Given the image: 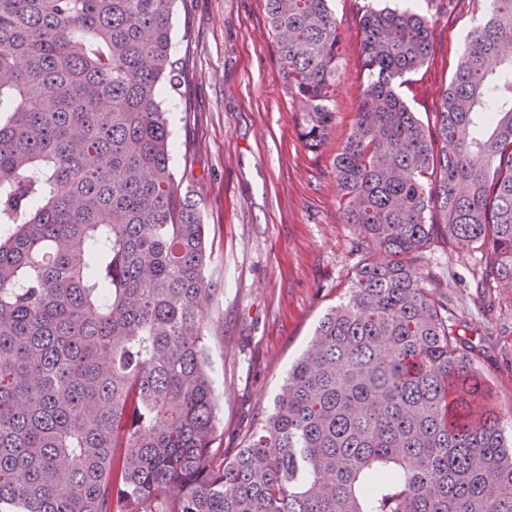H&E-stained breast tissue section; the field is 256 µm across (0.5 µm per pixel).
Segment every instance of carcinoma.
Returning a JSON list of instances; mask_svg holds the SVG:
<instances>
[{"label":"carcinoma","instance_id":"1","mask_svg":"<svg viewBox=\"0 0 512 512\" xmlns=\"http://www.w3.org/2000/svg\"><path fill=\"white\" fill-rule=\"evenodd\" d=\"M301 136L344 68L328 0H264ZM176 0H0V512H512V437L421 262L476 251L512 288V0H489L433 124L398 89L431 20L365 6L336 153L373 252L264 421L218 445L206 340L222 289L171 166Z\"/></svg>","mask_w":512,"mask_h":512}]
</instances>
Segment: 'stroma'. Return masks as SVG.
<instances>
[{"label": "stroma", "instance_id": "1", "mask_svg": "<svg viewBox=\"0 0 512 512\" xmlns=\"http://www.w3.org/2000/svg\"><path fill=\"white\" fill-rule=\"evenodd\" d=\"M415 9L432 18L433 54L401 95L426 123L480 22L486 0H329L345 65L335 119L317 151L301 138L302 103L288 85L264 0H188L173 18L178 92H164L172 167L201 206L213 251L208 275L223 293L209 339L225 452L241 447L271 410L290 363L319 319L339 303L362 258L357 225L341 220L334 159L354 123L365 82L359 18L365 4ZM424 262L448 306L469 322L480 366L512 429V289L489 288L491 312L475 302L479 253L436 243Z\"/></svg>", "mask_w": 512, "mask_h": 512}]
</instances>
